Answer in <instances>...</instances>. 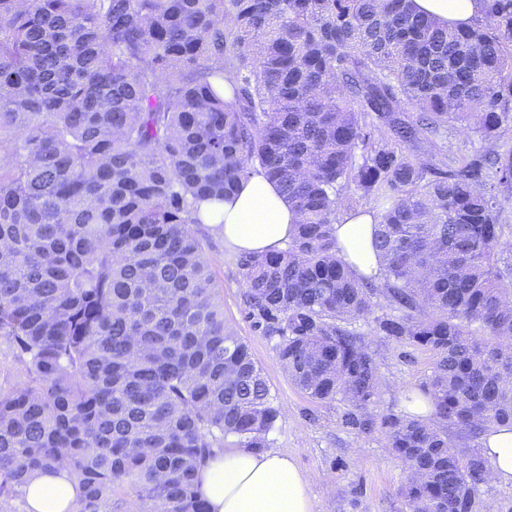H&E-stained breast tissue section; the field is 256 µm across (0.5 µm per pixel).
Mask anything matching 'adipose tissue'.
I'll return each instance as SVG.
<instances>
[{"instance_id": "adipose-tissue-1", "label": "adipose tissue", "mask_w": 512, "mask_h": 512, "mask_svg": "<svg viewBox=\"0 0 512 512\" xmlns=\"http://www.w3.org/2000/svg\"><path fill=\"white\" fill-rule=\"evenodd\" d=\"M417 9L459 28L473 25L483 0H413ZM201 216L225 247L239 254L271 253L291 239L299 217L278 186L254 170L222 203L205 204ZM378 220L351 211L336 224L338 254L359 276L381 281L383 267L373 248ZM487 476L512 483V427L499 426L481 440ZM199 482L209 512H314L312 478L292 455L269 449L227 448L208 456ZM73 480L66 472L29 475L19 512H65L73 500Z\"/></svg>"}]
</instances>
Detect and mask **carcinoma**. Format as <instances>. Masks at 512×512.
<instances>
[{
  "instance_id": "obj_1",
  "label": "carcinoma",
  "mask_w": 512,
  "mask_h": 512,
  "mask_svg": "<svg viewBox=\"0 0 512 512\" xmlns=\"http://www.w3.org/2000/svg\"><path fill=\"white\" fill-rule=\"evenodd\" d=\"M412 0H0V501L68 471L66 512H207L198 468L266 448L279 417L224 322L191 228L255 167L302 216L240 260L244 302L309 397L377 395L348 328L432 351L431 417L382 421L408 512H474V442L512 425V0L463 29ZM235 75L224 101V72ZM477 137L444 156L448 127ZM378 219L383 286L336 254L338 209Z\"/></svg>"
}]
</instances>
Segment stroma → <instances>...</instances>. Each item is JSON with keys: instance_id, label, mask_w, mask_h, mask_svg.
<instances>
[{"instance_id": "obj_1", "label": "stroma", "mask_w": 512, "mask_h": 512, "mask_svg": "<svg viewBox=\"0 0 512 512\" xmlns=\"http://www.w3.org/2000/svg\"><path fill=\"white\" fill-rule=\"evenodd\" d=\"M194 230L221 290L224 318L249 346L279 409L269 447L293 455L298 467L313 475L310 493L315 512H405L398 489L407 472L391 450L385 430L362 431L348 420L347 401L319 402L294 385L278 359L276 338L257 326L243 303L239 254L229 251L206 225H195ZM391 312L380 297L374 301L371 319L353 323L380 366L382 386L367 407L379 421L405 413V395L418 390L435 364L431 351L377 334L376 319ZM329 485L334 488L330 497L324 493Z\"/></svg>"}]
</instances>
